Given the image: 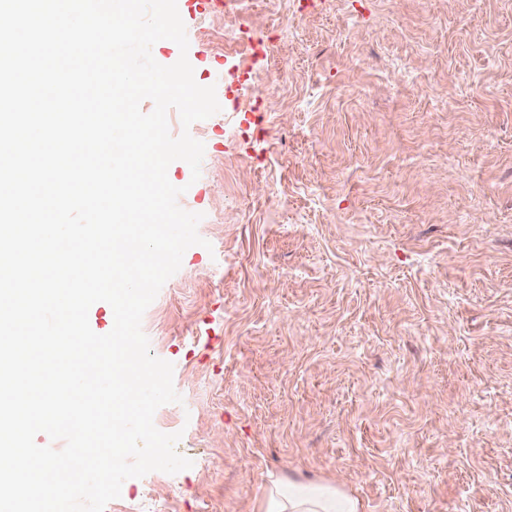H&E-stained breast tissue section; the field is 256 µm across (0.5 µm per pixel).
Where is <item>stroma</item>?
<instances>
[{
	"label": "stroma",
	"instance_id": "stroma-1",
	"mask_svg": "<svg viewBox=\"0 0 512 512\" xmlns=\"http://www.w3.org/2000/svg\"><path fill=\"white\" fill-rule=\"evenodd\" d=\"M199 85L217 39L269 41L244 97L169 132L206 246L146 310L190 469L105 512H254L266 476L366 512H512V0H177Z\"/></svg>",
	"mask_w": 512,
	"mask_h": 512
}]
</instances>
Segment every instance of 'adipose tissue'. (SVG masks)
I'll list each match as a JSON object with an SVG mask.
<instances>
[{
    "instance_id": "ef3b65f1",
    "label": "adipose tissue",
    "mask_w": 512,
    "mask_h": 512,
    "mask_svg": "<svg viewBox=\"0 0 512 512\" xmlns=\"http://www.w3.org/2000/svg\"><path fill=\"white\" fill-rule=\"evenodd\" d=\"M257 512H364L361 500L336 480L269 474Z\"/></svg>"
}]
</instances>
